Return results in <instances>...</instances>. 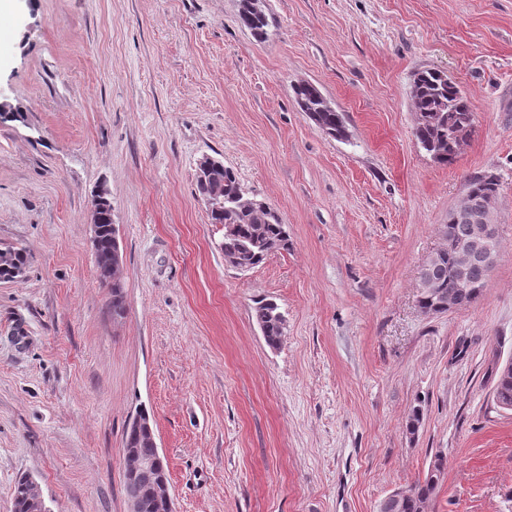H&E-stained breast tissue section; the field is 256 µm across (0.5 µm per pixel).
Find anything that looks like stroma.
Instances as JSON below:
<instances>
[{
    "instance_id": "stroma-1",
    "label": "stroma",
    "mask_w": 512,
    "mask_h": 512,
    "mask_svg": "<svg viewBox=\"0 0 512 512\" xmlns=\"http://www.w3.org/2000/svg\"><path fill=\"white\" fill-rule=\"evenodd\" d=\"M13 0L0 39V512L23 477L49 512H129L122 452L147 411L175 512H376L443 479L427 512H512V0ZM435 69L474 111L450 165L414 135ZM346 118L323 133L293 87ZM221 159L288 226L240 271L195 186ZM498 175L484 297L418 307L419 272L470 175ZM112 199L126 310L96 271L89 206ZM285 317L278 347L255 302ZM420 411L416 434L407 423ZM439 467L435 466L434 470L430 469L428 474L425 476L422 482H418L415 486L411 487L407 492L409 497L406 502L403 503L407 497L406 491L395 490L390 493L380 505H378L377 512L379 511H395L398 504L403 503L399 506V510L402 512H424L426 511L425 504L434 496L439 486ZM424 508V511H423ZM381 509V510H380Z\"/></svg>"
}]
</instances>
